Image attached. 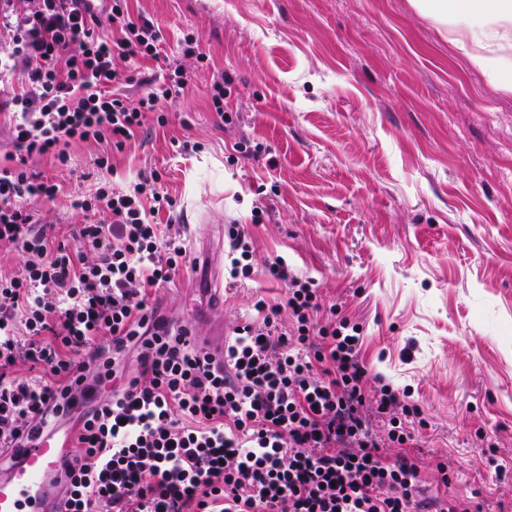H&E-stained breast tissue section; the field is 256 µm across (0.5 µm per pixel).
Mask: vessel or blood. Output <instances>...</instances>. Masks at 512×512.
<instances>
[{
    "instance_id": "obj_1",
    "label": "vessel or blood",
    "mask_w": 512,
    "mask_h": 512,
    "mask_svg": "<svg viewBox=\"0 0 512 512\" xmlns=\"http://www.w3.org/2000/svg\"><path fill=\"white\" fill-rule=\"evenodd\" d=\"M21 454V466L0 472V512H61L60 499L49 493L62 465L63 449L57 439L51 434L36 436Z\"/></svg>"
}]
</instances>
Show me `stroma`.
Returning a JSON list of instances; mask_svg holds the SVG:
<instances>
[{
  "instance_id": "1",
  "label": "stroma",
  "mask_w": 512,
  "mask_h": 512,
  "mask_svg": "<svg viewBox=\"0 0 512 512\" xmlns=\"http://www.w3.org/2000/svg\"><path fill=\"white\" fill-rule=\"evenodd\" d=\"M128 6L163 37L143 77L175 59L193 87L121 149L75 142L69 166L33 159L60 186L38 204L41 224L70 241L84 221L73 198L158 170L174 208L157 221L188 257L154 294L160 313L199 336L216 323L232 332L257 300L283 297L267 268L283 257L318 289L317 321L360 323L369 373L412 390L428 421L415 433L429 493L498 512L512 499V94L410 0ZM188 36L206 61L184 54ZM220 74L226 125L207 93ZM257 206L270 212L260 224ZM233 220L248 225L254 261L231 288L201 248L224 242Z\"/></svg>"
}]
</instances>
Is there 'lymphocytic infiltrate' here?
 Listing matches in <instances>:
<instances>
[{
	"mask_svg": "<svg viewBox=\"0 0 512 512\" xmlns=\"http://www.w3.org/2000/svg\"><path fill=\"white\" fill-rule=\"evenodd\" d=\"M80 0H0V98L12 146L0 164V245L26 255L0 274V444L24 447V429L76 430L59 484L65 512H482L473 501L427 495L410 391L369 387L359 323L315 326L311 281L283 258L270 272L284 299L258 300L216 366L187 327L150 302L173 281L186 250L150 222L163 198L157 172L132 190L99 188L78 200L86 217L71 243L39 230L36 206L58 187L29 167L67 165L74 141L121 147L190 80L169 62L164 83L129 105L114 58L158 59L161 34L135 22L127 0L88 15ZM291 323L282 327L281 313ZM135 349L134 371L119 356ZM31 374L13 373L17 361ZM95 378H87L88 367ZM401 453L380 454L381 440Z\"/></svg>",
	"mask_w": 512,
	"mask_h": 512,
	"instance_id": "1",
	"label": "lymphocytic infiltrate"
}]
</instances>
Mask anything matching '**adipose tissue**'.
<instances>
[{
    "label": "adipose tissue",
    "mask_w": 512,
    "mask_h": 512,
    "mask_svg": "<svg viewBox=\"0 0 512 512\" xmlns=\"http://www.w3.org/2000/svg\"><path fill=\"white\" fill-rule=\"evenodd\" d=\"M413 8L438 24L467 28L473 42L466 55L471 66L486 72L505 93H512V54L490 55L500 30L512 27V0H411Z\"/></svg>",
    "instance_id": "obj_1"
}]
</instances>
